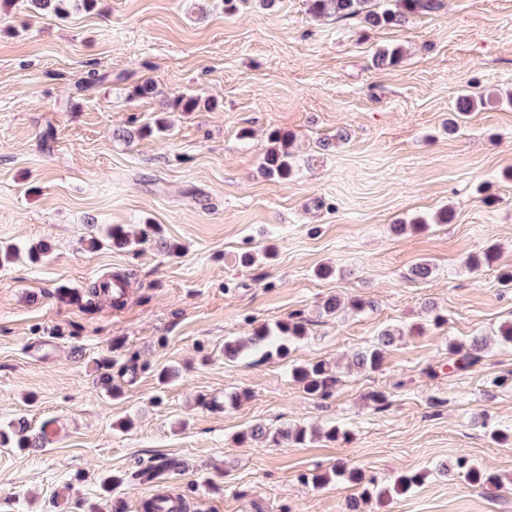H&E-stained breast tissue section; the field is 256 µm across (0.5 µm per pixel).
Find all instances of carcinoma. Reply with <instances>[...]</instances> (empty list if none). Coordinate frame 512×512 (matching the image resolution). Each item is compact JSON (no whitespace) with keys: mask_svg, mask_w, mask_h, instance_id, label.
<instances>
[{"mask_svg":"<svg viewBox=\"0 0 512 512\" xmlns=\"http://www.w3.org/2000/svg\"><path fill=\"white\" fill-rule=\"evenodd\" d=\"M32 5L46 13L65 15L74 6L90 9L96 0H29ZM367 0H307V10L314 17L335 15L339 18H355L364 16L366 23L372 26L401 25L410 17L429 12L438 8L440 0H392L385 4L381 10L362 12ZM484 103V96L475 95L469 90L461 93L455 104L456 117L450 121V130L458 126L457 118L476 111ZM202 106L201 99L194 95H181L174 98L164 107V112L153 119L149 125L141 127L137 133L149 136L153 133L161 134L171 126V113L196 112ZM271 147L267 150L262 170L270 178L287 179L294 174L293 153L291 151L294 135L275 129L270 132ZM453 218V212L443 209L431 218L415 216L407 224L393 225V231L403 233L407 230H423L428 224H446ZM109 239L112 246L117 248H132L143 243V240L133 241L128 238L123 229L116 226L111 229ZM498 260L496 248L490 247L480 254H472L464 260L469 269L482 266H492ZM111 303H120L123 295L112 293V282L101 280L94 282L86 289L82 300L88 308L96 307L102 300ZM363 301H344L339 296L329 297L322 306L326 315L337 314L344 308L352 311H361L365 308ZM307 335V320L296 314L288 317L286 321H278L272 325L261 324L253 329L252 336L246 343L227 341L224 343V357L235 360L247 353L258 354L262 357L276 356L281 359L292 357L295 344ZM404 335V331L397 329L382 330L375 341L352 354L351 363L364 370L375 371L380 367L383 351L391 346L396 337ZM489 346L488 337L483 335L469 336L463 340L453 341L448 346L452 355L451 367L460 372H466L477 365L484 357ZM291 378L301 387L302 391L318 399H327L335 391L338 382L337 372L326 361L298 362L292 361ZM308 438L306 427L297 425L291 429L272 431L262 424H255L240 433L237 441L241 444L260 441L274 445L281 444L282 440H291L297 444ZM48 441L45 429L38 431L32 429L28 422L19 419L8 425V429L0 431V446L6 448H40ZM186 469L185 462L176 457L161 456L147 464L141 462L124 471L122 474L107 475L101 480V488L107 492L122 485H141L152 483L165 475L178 474ZM454 469L465 474V477L475 486L497 489L501 487L498 476L488 474L472 464L467 456L456 458ZM424 475L421 473L397 474L388 485H379L374 480L364 481L363 471L346 462L339 461L328 471H308L300 475L303 483L315 488H323L334 480H341L354 486L363 487L358 497H351L346 503V512H361V502L369 495L379 498L403 495L422 483ZM142 512H183L182 503L170 496L157 494L145 499L141 503Z\"/></svg>","mask_w":512,"mask_h":512,"instance_id":"cac0c4a2","label":"carcinoma"}]
</instances>
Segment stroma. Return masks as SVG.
Here are the masks:
<instances>
[{
	"label": "stroma",
	"instance_id": "stroma-1",
	"mask_svg": "<svg viewBox=\"0 0 512 512\" xmlns=\"http://www.w3.org/2000/svg\"><path fill=\"white\" fill-rule=\"evenodd\" d=\"M396 46L397 65H373ZM148 80L154 94L134 96ZM464 88L512 92V0H443L385 27L313 18L305 0L231 14L224 0H98L64 18L0 0V244L50 247L0 268V427L22 417L49 432L42 448H0V512H112L118 500L139 512L160 493L183 494L189 512H345L359 487L299 479L339 460L381 485L425 476L362 512H512V446L490 438L512 429V345L469 372L448 367L450 342L512 320L496 268L463 265L491 244L512 264V102L491 99L451 134ZM184 93L219 107L175 113L164 136L119 138ZM273 129L296 136L287 180L260 172ZM443 208L450 223L390 230ZM148 224L161 237L130 250L84 243ZM246 252L254 263H241ZM424 260L434 273L415 279ZM322 265L334 275L318 277ZM115 273L129 282L122 306L62 297ZM334 295L367 306L321 314ZM428 301L443 325L428 321ZM294 313L310 325L293 359L343 369L329 399L304 394L290 361L224 357L226 340ZM413 323L423 332L397 339L380 370L346 369L380 331ZM112 358L137 367L113 372L117 399L97 382ZM165 367L176 375L163 386ZM233 393L235 405L209 407ZM257 423H335L350 439L238 444ZM461 454L505 488L490 497L440 472ZM156 456L188 470L101 492V476Z\"/></svg>",
	"mask_w": 512,
	"mask_h": 512
}]
</instances>
